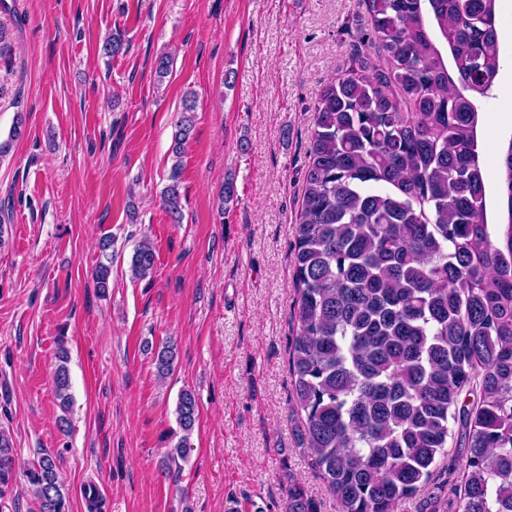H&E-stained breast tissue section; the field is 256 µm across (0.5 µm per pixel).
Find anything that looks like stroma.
I'll return each mask as SVG.
<instances>
[{
    "label": "stroma",
    "instance_id": "obj_1",
    "mask_svg": "<svg viewBox=\"0 0 512 512\" xmlns=\"http://www.w3.org/2000/svg\"><path fill=\"white\" fill-rule=\"evenodd\" d=\"M0 27V431L15 462L62 450L70 512H285L289 479L336 512L302 438L288 372L296 321L290 244L303 193L314 105L371 30L365 0H5ZM121 31L124 50L103 57ZM173 64L158 78L156 60ZM197 94L181 161L183 220L160 193L174 123ZM480 136L489 222L500 182L495 140L512 137V41L483 101ZM237 197L225 213L226 177ZM114 239L100 296V238ZM153 272L130 276L141 238ZM65 339L75 399L70 433L53 374ZM177 358L158 378L154 349ZM194 391L199 417L188 461L167 452L175 405ZM438 474L397 512H455Z\"/></svg>",
    "mask_w": 512,
    "mask_h": 512
}]
</instances>
